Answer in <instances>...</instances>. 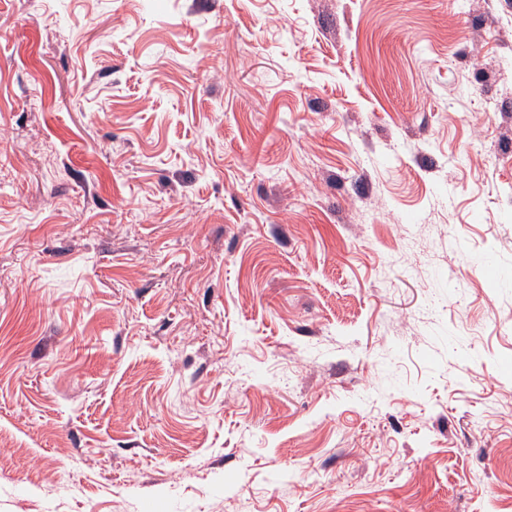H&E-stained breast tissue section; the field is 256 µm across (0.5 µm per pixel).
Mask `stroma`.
I'll return each instance as SVG.
<instances>
[{"mask_svg": "<svg viewBox=\"0 0 512 512\" xmlns=\"http://www.w3.org/2000/svg\"><path fill=\"white\" fill-rule=\"evenodd\" d=\"M512 0H0V512H512Z\"/></svg>", "mask_w": 512, "mask_h": 512, "instance_id": "1", "label": "stroma"}]
</instances>
